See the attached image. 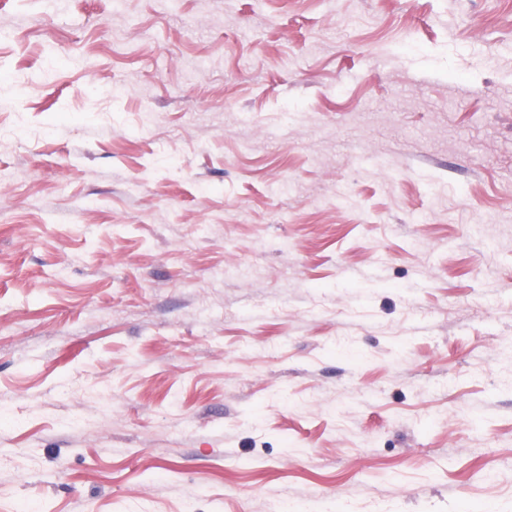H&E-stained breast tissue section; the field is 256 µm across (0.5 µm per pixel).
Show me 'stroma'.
I'll return each mask as SVG.
<instances>
[{"label":"stroma","mask_w":512,"mask_h":512,"mask_svg":"<svg viewBox=\"0 0 512 512\" xmlns=\"http://www.w3.org/2000/svg\"><path fill=\"white\" fill-rule=\"evenodd\" d=\"M0 512H512V0H0Z\"/></svg>","instance_id":"stroma-1"}]
</instances>
